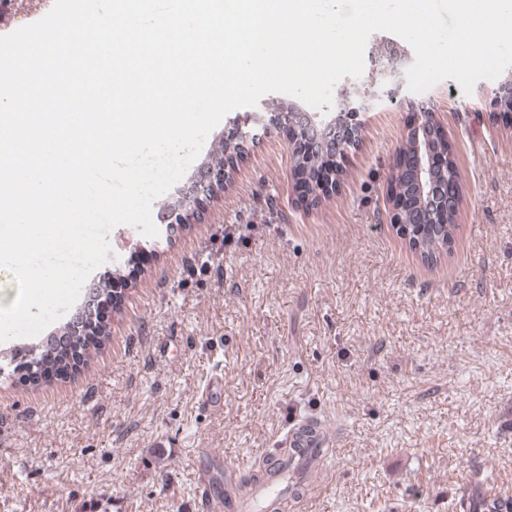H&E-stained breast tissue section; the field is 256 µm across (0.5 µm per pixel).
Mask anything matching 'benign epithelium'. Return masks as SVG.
<instances>
[{
	"label": "benign epithelium",
	"mask_w": 512,
	"mask_h": 512,
	"mask_svg": "<svg viewBox=\"0 0 512 512\" xmlns=\"http://www.w3.org/2000/svg\"><path fill=\"white\" fill-rule=\"evenodd\" d=\"M374 62L377 63V73L370 89L359 98L344 96L339 112L331 120L318 121L315 116L290 104L264 102L243 123L235 125L225 136V141L236 142L241 147L246 146L257 138V133L248 128V125L253 124L264 133L273 129L289 135V148L294 155L314 149L322 153L332 145L338 147L353 143L360 130L361 113L369 111L385 99L390 102L397 100L402 82H394L391 77L400 73V67L406 66L409 56L391 45L387 47L386 53L374 54ZM414 132L420 142L411 152H402V156L410 157L409 171L415 176L413 195L430 203L431 223L443 224L444 216L448 212V192L437 184L436 173L448 167L450 153H442L433 147L435 141L446 143L435 112L429 108L422 109ZM223 182L224 170L206 168L191 183L189 191L182 194L176 207L169 210L166 221H171L177 215L185 218L186 214L192 213L198 199L210 196L216 186Z\"/></svg>",
	"instance_id": "7a95c632"
}]
</instances>
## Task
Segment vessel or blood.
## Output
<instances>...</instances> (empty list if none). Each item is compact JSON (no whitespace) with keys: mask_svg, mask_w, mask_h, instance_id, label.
<instances>
[{"mask_svg":"<svg viewBox=\"0 0 512 512\" xmlns=\"http://www.w3.org/2000/svg\"><path fill=\"white\" fill-rule=\"evenodd\" d=\"M284 442L296 449L293 462H286L279 449L266 451L263 458L269 475L257 485L250 499L243 500L236 494L238 468L233 464L224 466L223 489H208L204 499L205 512H271L275 502H291L294 512H300L304 500L295 497L294 488L289 487V472L301 473L299 488L308 489L312 481L325 470L329 455L334 454L325 427L314 419H302L291 424ZM461 499L456 503L457 512H505V503L512 496L497 492L493 486L478 478H470L460 491Z\"/></svg>","mask_w":512,"mask_h":512,"instance_id":"obj_1","label":"vessel or blood"}]
</instances>
